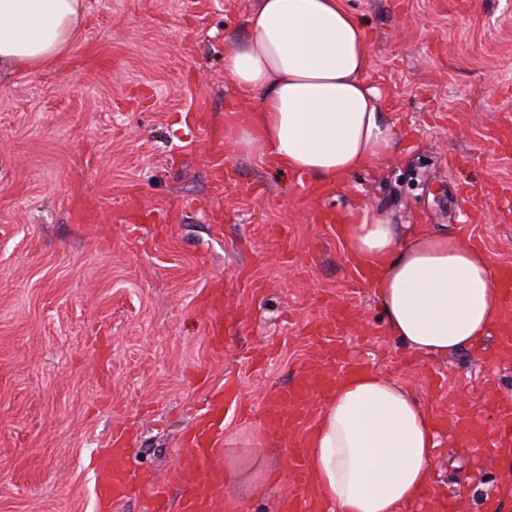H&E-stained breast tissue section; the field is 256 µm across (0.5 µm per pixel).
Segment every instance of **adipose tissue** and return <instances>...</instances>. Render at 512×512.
I'll return each mask as SVG.
<instances>
[{"instance_id":"ef3b65f1","label":"adipose tissue","mask_w":512,"mask_h":512,"mask_svg":"<svg viewBox=\"0 0 512 512\" xmlns=\"http://www.w3.org/2000/svg\"><path fill=\"white\" fill-rule=\"evenodd\" d=\"M83 0H0V73L45 69L80 34ZM364 25L343 0H255L224 72L256 106L232 126L245 153L327 183L380 166L394 147L364 81ZM346 252L374 267L389 336L429 359L479 345L511 325L488 254L445 232L401 231L377 207L348 218ZM440 445L430 412L402 383L365 368L340 378L306 442L331 512H399L423 498Z\"/></svg>"}]
</instances>
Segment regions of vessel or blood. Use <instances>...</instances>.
Instances as JSON below:
<instances>
[{
  "instance_id": "obj_1",
  "label": "vessel or blood",
  "mask_w": 512,
  "mask_h": 512,
  "mask_svg": "<svg viewBox=\"0 0 512 512\" xmlns=\"http://www.w3.org/2000/svg\"><path fill=\"white\" fill-rule=\"evenodd\" d=\"M200 304L210 312L208 333L213 341L224 335V321L218 308L221 294L210 291L202 295ZM336 384L333 373L303 374L289 387L272 395L260 412V420L274 433L302 431L309 425L313 409L310 396L325 399ZM237 401V387L225 382L198 417L197 430L189 440L182 456L178 480L187 485L182 501V512H224L223 473L215 462L218 454L211 436L212 421L224 416ZM458 437L469 444L500 450L512 445V410L487 403L484 414H475L471 408L458 407L452 414ZM98 482L95 486L96 512H112L130 492L148 489L153 498L154 512H165L166 504L161 487L150 476L140 471L122 437L112 439V445L99 456L96 465ZM283 512H323L314 493V482L305 464L302 451L292 455L289 490L282 503Z\"/></svg>"
}]
</instances>
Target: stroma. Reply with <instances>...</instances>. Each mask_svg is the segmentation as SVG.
<instances>
[{
	"mask_svg": "<svg viewBox=\"0 0 512 512\" xmlns=\"http://www.w3.org/2000/svg\"><path fill=\"white\" fill-rule=\"evenodd\" d=\"M252 5L84 0L66 56L0 78V512H96L93 460L129 422L135 462L180 512L185 488L169 475L209 391L232 375L242 403L262 408L321 369L317 325L337 365L387 374L442 420L432 495L457 491L459 512H485L498 487L501 459L476 470L449 419L460 401L512 402V368L489 367L480 347L436 361L387 336L342 238L313 217L374 205L512 263V149L491 148L512 115V0H344L395 146L326 201L307 173L245 154L229 132L256 103L224 72ZM131 195L166 214L163 232L135 223ZM85 198L96 210L79 222ZM217 288L219 348L199 305ZM295 439L225 421L218 465L238 459L268 486L253 501L225 487L231 512H281Z\"/></svg>",
	"mask_w": 512,
	"mask_h": 512,
	"instance_id": "stroma-1",
	"label": "stroma"
}]
</instances>
